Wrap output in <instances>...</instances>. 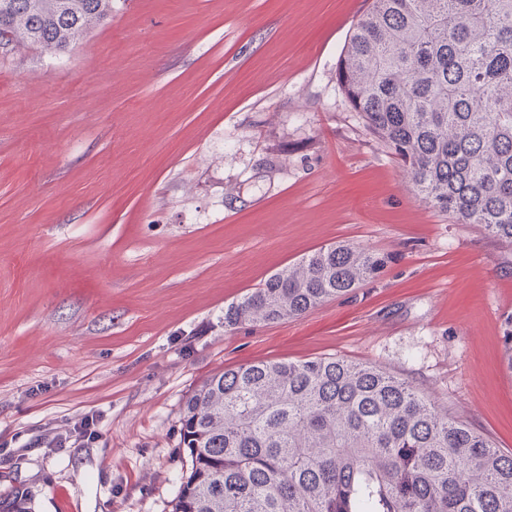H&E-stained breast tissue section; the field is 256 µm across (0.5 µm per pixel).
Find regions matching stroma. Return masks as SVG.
Instances as JSON below:
<instances>
[{
    "label": "stroma",
    "mask_w": 512,
    "mask_h": 512,
    "mask_svg": "<svg viewBox=\"0 0 512 512\" xmlns=\"http://www.w3.org/2000/svg\"><path fill=\"white\" fill-rule=\"evenodd\" d=\"M369 4L131 0L63 59L0 64L1 496L172 512L184 397L255 361L380 366L512 452V247L422 202L350 109L332 72ZM341 241L379 276L225 328Z\"/></svg>",
    "instance_id": "obj_1"
}]
</instances>
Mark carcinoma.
<instances>
[{
    "label": "carcinoma",
    "mask_w": 512,
    "mask_h": 512,
    "mask_svg": "<svg viewBox=\"0 0 512 512\" xmlns=\"http://www.w3.org/2000/svg\"><path fill=\"white\" fill-rule=\"evenodd\" d=\"M123 0H0V62L67 54ZM420 199L512 247V0H372L334 73ZM386 258L320 248L224 307L278 323L346 296ZM173 512H512V453L376 366L258 361L184 398ZM0 512H31L19 494Z\"/></svg>",
    "instance_id": "1"
}]
</instances>
